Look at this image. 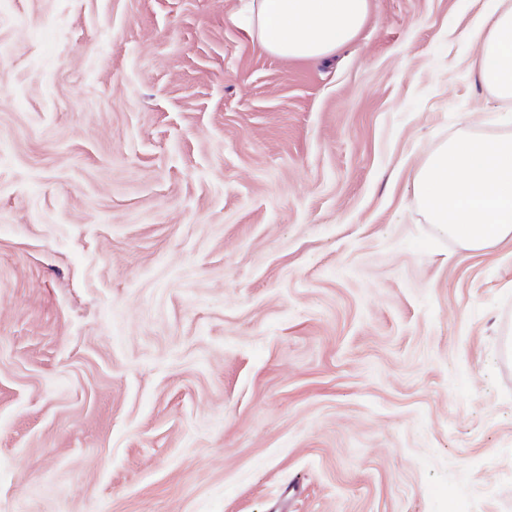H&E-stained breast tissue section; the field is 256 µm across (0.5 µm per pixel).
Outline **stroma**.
Wrapping results in <instances>:
<instances>
[{
  "instance_id": "obj_1",
  "label": "stroma",
  "mask_w": 512,
  "mask_h": 512,
  "mask_svg": "<svg viewBox=\"0 0 512 512\" xmlns=\"http://www.w3.org/2000/svg\"><path fill=\"white\" fill-rule=\"evenodd\" d=\"M487 4L325 62L237 0H0V512H512V242L413 189L512 112ZM494 10L474 19L467 36L479 49L477 79L500 99L512 100V5L495 0Z\"/></svg>"
}]
</instances>
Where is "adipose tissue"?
Here are the masks:
<instances>
[{
	"instance_id": "obj_1",
	"label": "adipose tissue",
	"mask_w": 512,
	"mask_h": 512,
	"mask_svg": "<svg viewBox=\"0 0 512 512\" xmlns=\"http://www.w3.org/2000/svg\"><path fill=\"white\" fill-rule=\"evenodd\" d=\"M474 19L467 36L479 49L476 76L512 100V0ZM368 0H239L235 24L266 53L317 60L354 41ZM496 135L451 138L417 170L414 191L429 224L465 249L512 240V113Z\"/></svg>"
}]
</instances>
